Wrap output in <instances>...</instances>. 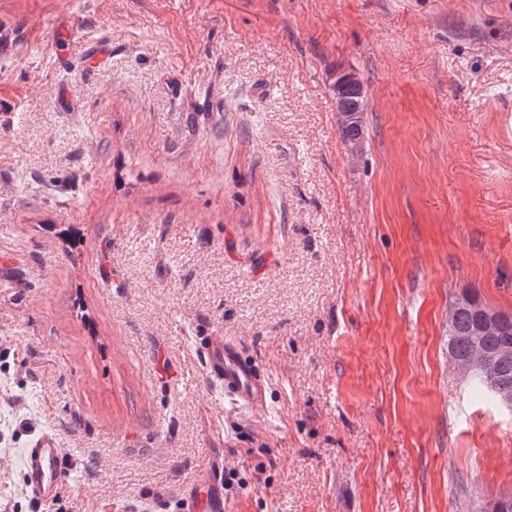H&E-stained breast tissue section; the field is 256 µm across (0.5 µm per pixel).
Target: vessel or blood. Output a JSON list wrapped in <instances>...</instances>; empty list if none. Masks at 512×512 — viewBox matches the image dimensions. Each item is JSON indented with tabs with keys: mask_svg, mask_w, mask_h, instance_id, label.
<instances>
[{
	"mask_svg": "<svg viewBox=\"0 0 512 512\" xmlns=\"http://www.w3.org/2000/svg\"><path fill=\"white\" fill-rule=\"evenodd\" d=\"M194 343L207 383L223 393L225 403L240 412L267 411L268 380L236 344L208 332L197 334ZM69 471L66 453L53 433L39 434L23 452L25 483L40 502L58 497ZM219 484V478H210L208 490L188 499L184 512H224V500L215 494Z\"/></svg>",
	"mask_w": 512,
	"mask_h": 512,
	"instance_id": "obj_1",
	"label": "vessel or blood"
}]
</instances>
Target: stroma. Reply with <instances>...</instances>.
I'll return each instance as SVG.
<instances>
[{"label":"stroma","instance_id":"obj_1","mask_svg":"<svg viewBox=\"0 0 512 512\" xmlns=\"http://www.w3.org/2000/svg\"><path fill=\"white\" fill-rule=\"evenodd\" d=\"M2 21L0 512H181L214 471L224 512L512 492V409L448 352L459 294L512 313V0H0ZM202 327L267 374L269 413L209 387ZM44 431L70 460L49 504L22 467Z\"/></svg>","mask_w":512,"mask_h":512}]
</instances>
